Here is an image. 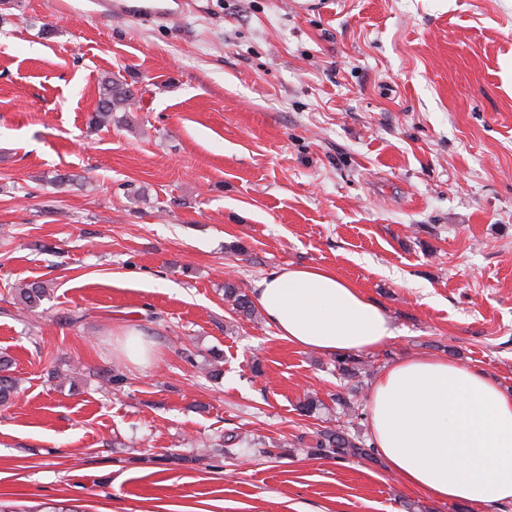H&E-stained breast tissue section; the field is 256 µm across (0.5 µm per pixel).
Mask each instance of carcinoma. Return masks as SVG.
Listing matches in <instances>:
<instances>
[{
  "label": "carcinoma",
  "mask_w": 512,
  "mask_h": 512,
  "mask_svg": "<svg viewBox=\"0 0 512 512\" xmlns=\"http://www.w3.org/2000/svg\"><path fill=\"white\" fill-rule=\"evenodd\" d=\"M135 104V96L126 84L119 80L106 78L99 88V102L92 123L98 127L112 122V113L127 110ZM16 298L28 310L40 305L47 296V285L41 281L21 283L15 288ZM224 301L239 318L248 321L258 320L260 313L249 295L237 284L228 280L224 282ZM12 359L0 353V405L8 403L18 393V380L11 375ZM336 372L344 379H356L373 373V362L357 354H339L334 356ZM358 387H350L344 394L338 393L333 401L348 419L344 428H326L313 435L308 443L307 453L313 456H332L338 459L375 460L374 446L369 438L357 426L360 420V403L357 399ZM325 408V403L315 394H308L298 405V410L305 416H311Z\"/></svg>",
  "instance_id": "obj_1"
}]
</instances>
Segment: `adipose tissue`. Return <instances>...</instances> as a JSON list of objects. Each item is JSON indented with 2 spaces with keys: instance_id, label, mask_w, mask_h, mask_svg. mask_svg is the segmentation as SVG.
<instances>
[{
  "instance_id": "ef3b65f1",
  "label": "adipose tissue",
  "mask_w": 512,
  "mask_h": 512,
  "mask_svg": "<svg viewBox=\"0 0 512 512\" xmlns=\"http://www.w3.org/2000/svg\"><path fill=\"white\" fill-rule=\"evenodd\" d=\"M256 307L278 336L322 354L373 351L397 335L390 315L335 270L290 265L256 282ZM377 454L406 487L476 512L512 502V392L444 358L386 367L368 398Z\"/></svg>"
}]
</instances>
